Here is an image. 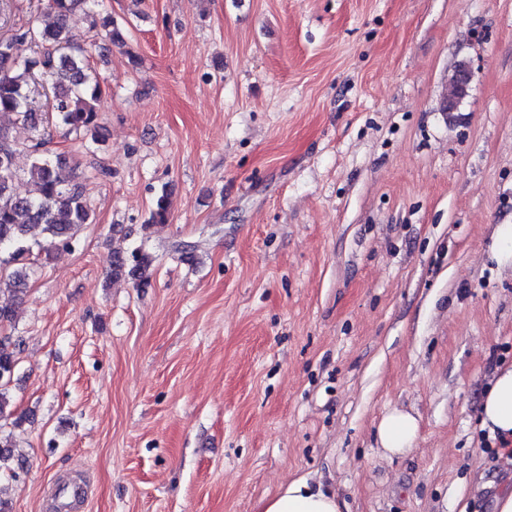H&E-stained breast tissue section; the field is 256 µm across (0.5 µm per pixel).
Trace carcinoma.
Wrapping results in <instances>:
<instances>
[{"label":"carcinoma","mask_w":512,"mask_h":512,"mask_svg":"<svg viewBox=\"0 0 512 512\" xmlns=\"http://www.w3.org/2000/svg\"><path fill=\"white\" fill-rule=\"evenodd\" d=\"M103 0H45L44 13L53 18L50 25L31 20L7 36H0V112H8L15 123L32 135L19 144L0 129V325L13 320L14 305L23 292L30 273V258H49L59 248L71 249L80 228L93 223V214L82 194L86 177L79 166H71L60 154L46 149V131L51 124L61 126L74 139L100 142L99 114L94 101L102 88L92 74L87 50L66 37L68 16L77 8L95 10ZM103 27L109 29L112 44L125 45L123 29L117 19L107 15ZM33 44L34 54L23 56L19 46ZM39 86L48 101L44 112L29 107L32 88ZM26 151L31 158L29 178L37 186L34 198L13 192L18 177L15 157ZM170 215L169 193L156 196L150 210L147 230L165 224ZM153 258L145 244L133 248L130 255L114 252L112 279L129 276L141 285L151 278ZM17 365L15 345L0 339V419L13 416L12 402L6 390ZM24 458L8 437L0 435V473L17 475Z\"/></svg>","instance_id":"obj_1"}]
</instances>
